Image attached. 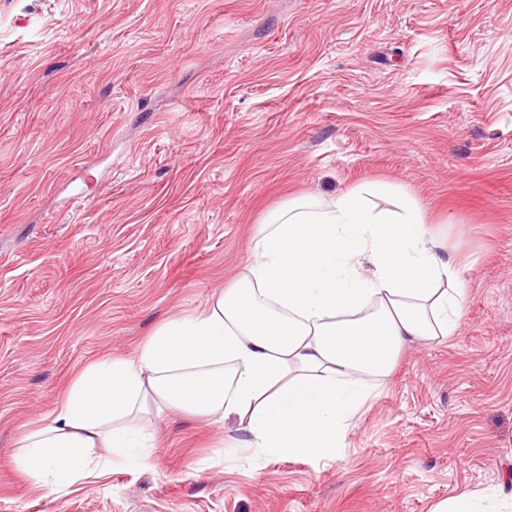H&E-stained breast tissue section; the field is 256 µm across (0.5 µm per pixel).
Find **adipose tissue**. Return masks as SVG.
Here are the masks:
<instances>
[{"label": "adipose tissue", "instance_id": "ef3b65f1", "mask_svg": "<svg viewBox=\"0 0 512 512\" xmlns=\"http://www.w3.org/2000/svg\"><path fill=\"white\" fill-rule=\"evenodd\" d=\"M389 192L355 186L272 211L215 302L169 318L133 355L87 366L19 434L23 470L52 490L90 478L102 448L152 464L142 417L166 408L215 425L237 417L266 455L330 452L405 345L462 327V264L439 254L415 198L370 206L368 194Z\"/></svg>", "mask_w": 512, "mask_h": 512}]
</instances>
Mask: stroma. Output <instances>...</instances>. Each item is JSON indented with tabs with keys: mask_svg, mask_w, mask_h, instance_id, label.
<instances>
[{
	"mask_svg": "<svg viewBox=\"0 0 512 512\" xmlns=\"http://www.w3.org/2000/svg\"><path fill=\"white\" fill-rule=\"evenodd\" d=\"M388 183L467 266L324 456L167 411L51 493L15 441L86 366L211 304L258 224ZM512 493V0H0V512H432ZM432 512H487L484 499L476 496H459L446 499L432 510Z\"/></svg>",
	"mask_w": 512,
	"mask_h": 512,
	"instance_id": "35a3bbf8",
	"label": "stroma"
}]
</instances>
